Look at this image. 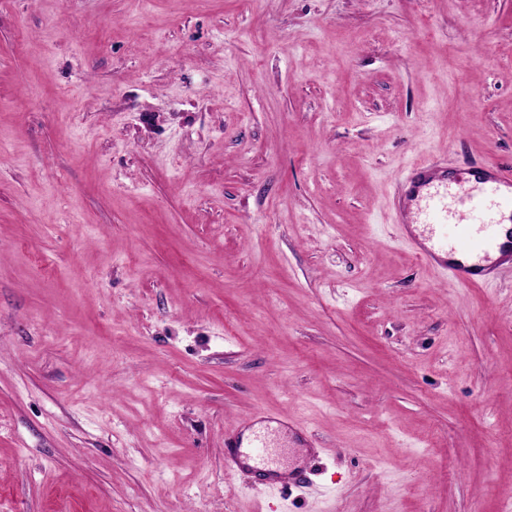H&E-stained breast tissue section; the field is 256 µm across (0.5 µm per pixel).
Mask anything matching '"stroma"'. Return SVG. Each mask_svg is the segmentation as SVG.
<instances>
[{
    "instance_id": "obj_1",
    "label": "stroma",
    "mask_w": 512,
    "mask_h": 512,
    "mask_svg": "<svg viewBox=\"0 0 512 512\" xmlns=\"http://www.w3.org/2000/svg\"><path fill=\"white\" fill-rule=\"evenodd\" d=\"M424 158L512 169V0H0V512H504L512 269L403 248ZM250 427L249 422L244 421L225 431V462L232 468H247L259 480H272L276 476V470L269 462L272 448L269 434L260 430L253 431L244 440L243 431Z\"/></svg>"
}]
</instances>
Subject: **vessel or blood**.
I'll return each mask as SVG.
<instances>
[{
  "label": "vessel or blood",
  "instance_id": "1",
  "mask_svg": "<svg viewBox=\"0 0 512 512\" xmlns=\"http://www.w3.org/2000/svg\"><path fill=\"white\" fill-rule=\"evenodd\" d=\"M393 219L423 264L464 288L489 285L512 268V170L484 164L461 173L422 159L404 172ZM225 462L260 480L276 471L268 433L239 423L224 433Z\"/></svg>",
  "mask_w": 512,
  "mask_h": 512
}]
</instances>
